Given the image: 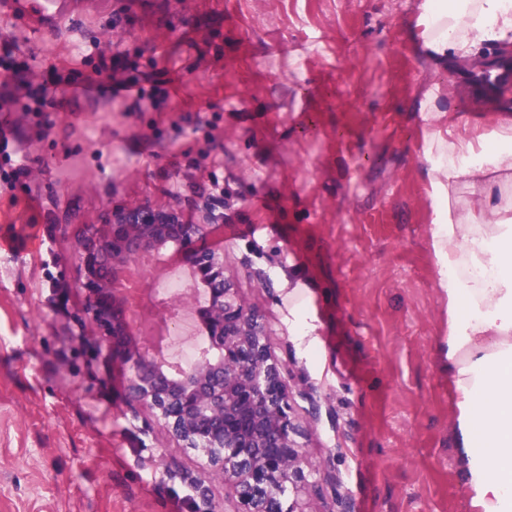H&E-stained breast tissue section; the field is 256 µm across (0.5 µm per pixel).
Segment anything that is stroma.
<instances>
[{"instance_id": "stroma-1", "label": "stroma", "mask_w": 512, "mask_h": 512, "mask_svg": "<svg viewBox=\"0 0 512 512\" xmlns=\"http://www.w3.org/2000/svg\"><path fill=\"white\" fill-rule=\"evenodd\" d=\"M419 0H83L48 29L0 10V57L51 103L0 112V512H208L205 459L132 409L74 286L85 225L162 204L196 222L218 197L224 252L295 391V440L318 467L311 512H473L455 448L448 299L429 239L425 92L479 93L435 70ZM120 55L169 70L153 100L65 87Z\"/></svg>"}]
</instances>
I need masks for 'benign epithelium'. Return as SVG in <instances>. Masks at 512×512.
Returning <instances> with one entry per match:
<instances>
[{
	"mask_svg": "<svg viewBox=\"0 0 512 512\" xmlns=\"http://www.w3.org/2000/svg\"><path fill=\"white\" fill-rule=\"evenodd\" d=\"M222 222L210 201L198 224L161 205L115 209L84 228L75 248L76 287L97 327L98 349L125 368L129 405L150 412L180 447L206 457V478L230 489L232 512H307L298 499L319 469L292 437L293 390L262 314L240 296L224 254L198 246ZM169 251L191 272L188 291L205 293L194 309L205 342L190 365L152 348L137 330L138 307L122 288L128 268ZM284 485L286 504L279 496Z\"/></svg>",
	"mask_w": 512,
	"mask_h": 512,
	"instance_id": "7a95c632",
	"label": "benign epithelium"
}]
</instances>
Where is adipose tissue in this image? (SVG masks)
<instances>
[{
  "label": "adipose tissue",
  "instance_id": "adipose-tissue-1",
  "mask_svg": "<svg viewBox=\"0 0 512 512\" xmlns=\"http://www.w3.org/2000/svg\"><path fill=\"white\" fill-rule=\"evenodd\" d=\"M418 51L436 67L479 71L486 48L512 49V0H420ZM494 120L444 123L441 90L421 103L423 157L436 215L430 243L448 297V374L458 393L456 446L480 512H512V99L481 96ZM472 199L452 207L458 186Z\"/></svg>",
  "mask_w": 512,
  "mask_h": 512
}]
</instances>
